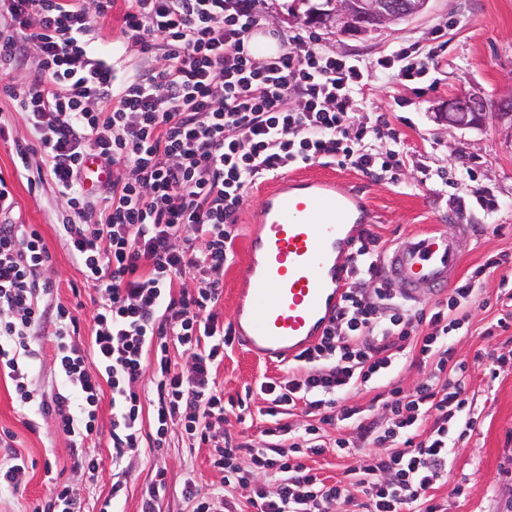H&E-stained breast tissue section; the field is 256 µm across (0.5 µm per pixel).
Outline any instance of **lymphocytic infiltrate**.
I'll return each instance as SVG.
<instances>
[{
  "instance_id": "lymphocytic-infiltrate-1",
  "label": "lymphocytic infiltrate",
  "mask_w": 512,
  "mask_h": 512,
  "mask_svg": "<svg viewBox=\"0 0 512 512\" xmlns=\"http://www.w3.org/2000/svg\"><path fill=\"white\" fill-rule=\"evenodd\" d=\"M121 33L157 63L136 73L114 64L101 24L113 0H0L10 18L0 28V63L37 64L16 97L36 138L18 145L20 161L38 148L44 167L29 184L51 180L71 212L61 231L86 281L100 290L90 349L71 330L72 311L50 305V255L40 231L18 223L16 203L0 179V370L16 402L52 420L74 456L96 430L103 387L112 390V462L142 441L144 404L152 406L155 449L172 429L189 445L211 446L220 486L186 481L193 512H439L432 492L448 475L451 435L466 411L465 362L448 345L462 327L454 309L474 296L478 275L452 288L430 309H409L380 280L381 242L358 234L346 288L322 336L288 363V376L262 381L270 426L259 443L224 431V391L216 370L232 337L216 310L224 268L236 237L237 212L251 189L278 172L314 162L352 165L395 175L407 153L384 117L352 125L366 110L370 73L363 60L330 53L318 38L277 31L282 53L257 58L248 49L261 28V0H123ZM438 52L413 44L379 60L403 79L426 75ZM388 136L383 153L368 145ZM116 168L100 194L86 189L84 161ZM103 200L95 222L84 215ZM50 337L61 384L36 397L30 371L38 337ZM178 347L187 367L172 364ZM156 355L148 368L147 352ZM434 362L436 372L382 400L385 420L366 431L378 452L330 482L307 458L328 448L349 454L344 439L326 441V427L360 422V407L343 404L371 387L401 359ZM303 407L305 422L290 415ZM437 419L421 427L427 412ZM246 491L238 501L237 491Z\"/></svg>"
}]
</instances>
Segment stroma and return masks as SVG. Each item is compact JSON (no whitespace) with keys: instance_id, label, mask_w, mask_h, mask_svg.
Wrapping results in <instances>:
<instances>
[{"instance_id":"stroma-1","label":"stroma","mask_w":512,"mask_h":512,"mask_svg":"<svg viewBox=\"0 0 512 512\" xmlns=\"http://www.w3.org/2000/svg\"><path fill=\"white\" fill-rule=\"evenodd\" d=\"M306 0H264V24L269 29L301 30L317 37L334 54L351 55L376 64L392 46L432 44L444 39L426 77L405 81L396 72L375 77L367 89L368 108L354 113L360 123L384 115L402 136L409 159L396 178H375L352 167L326 168L320 163L299 168L302 177L335 178L342 192L359 195L368 207L367 230L384 249L433 230L463 235L466 248L456 279L476 268L484 273L474 298L465 306L468 324L450 337L456 359L468 367L464 394L470 423L462 427L448 458V476L434 492L441 512H512V328H496L498 317H512V294L501 281L512 278V132L495 118L478 128H449L443 119L449 98L481 93L495 102L512 94V0H430L420 17L393 32L368 35L337 34L305 23ZM0 177L19 207L20 220L37 225L50 253V303L74 308L78 326L74 339L82 348L91 342L92 313L99 292L88 285L59 236L69 214L65 201L49 183L28 186L17 174L14 138H29L26 115L16 101L0 92ZM266 184H259L237 213L234 258L224 270V294L218 310L232 321L238 268L256 230V215ZM491 198L493 209L483 208ZM498 260L495 268L487 260ZM286 364H269L233 347L217 370L216 381L225 397L249 396L250 409L228 414L224 427L237 439L258 438L265 422L256 411L258 392L267 378H285ZM111 396L103 394L98 411L99 431L86 443L100 462L89 474L78 465L69 441L56 432L50 419L20 410L8 378L0 374V432L12 433L16 448L30 467L17 492H0V512H34L50 499L59 483L73 485L84 512H99L111 500L112 512H139L141 490L165 467L161 512H192L182 495L186 478L203 489L219 484L222 476L209 464L207 447L187 448L179 430H172L162 452L143 448L129 458L126 484L112 497ZM353 450L340 458L334 451L310 458L311 467L336 480L351 466L367 460L373 448L358 430L342 429Z\"/></svg>"}]
</instances>
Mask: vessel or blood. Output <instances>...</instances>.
I'll list each match as a JSON object with an SVG mask.
<instances>
[{"label":"vessel or blood","instance_id":"obj_1","mask_svg":"<svg viewBox=\"0 0 512 512\" xmlns=\"http://www.w3.org/2000/svg\"><path fill=\"white\" fill-rule=\"evenodd\" d=\"M366 204L336 192L334 178L283 174L264 194L239 271L233 334L239 345L268 363L292 358L324 332L344 290L355 235ZM463 250L459 238L436 232L383 256L387 282L416 301L446 286Z\"/></svg>","mask_w":512,"mask_h":512}]
</instances>
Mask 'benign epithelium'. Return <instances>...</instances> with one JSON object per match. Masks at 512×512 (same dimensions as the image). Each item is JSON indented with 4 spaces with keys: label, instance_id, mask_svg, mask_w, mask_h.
Here are the masks:
<instances>
[{
    "label": "benign epithelium",
    "instance_id": "benign-epithelium-1",
    "mask_svg": "<svg viewBox=\"0 0 512 512\" xmlns=\"http://www.w3.org/2000/svg\"><path fill=\"white\" fill-rule=\"evenodd\" d=\"M429 0H401L396 5L391 0H330L329 28L344 33L361 25L365 32H381L420 14ZM494 112L501 123L512 128V96L500 99L490 107L478 93H467L448 100V127L478 128L489 112Z\"/></svg>",
    "mask_w": 512,
    "mask_h": 512
}]
</instances>
